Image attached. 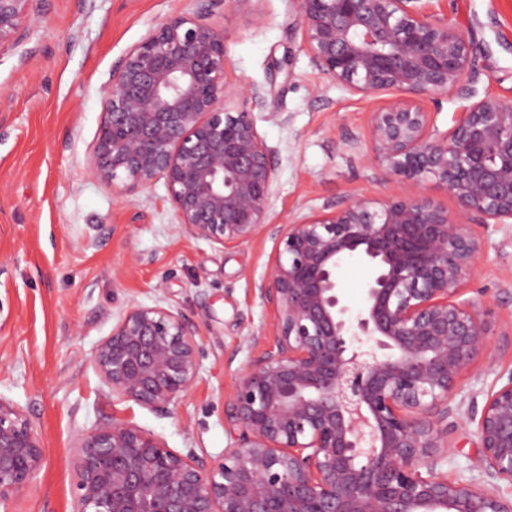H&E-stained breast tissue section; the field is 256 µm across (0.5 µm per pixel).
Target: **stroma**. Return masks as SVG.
<instances>
[{"label":"stroma","instance_id":"stroma-1","mask_svg":"<svg viewBox=\"0 0 512 512\" xmlns=\"http://www.w3.org/2000/svg\"><path fill=\"white\" fill-rule=\"evenodd\" d=\"M473 44L470 98L428 95L438 132L467 102L512 101V0H423ZM193 0H38L28 35L0 54V397L30 418L44 461L30 491L0 512H71L76 435L112 417L163 437L180 452L220 460L229 444L235 376L260 352L244 338L273 321L254 283L274 241L261 234L221 246L175 229L164 182L121 194L94 178L86 157L112 68L169 14ZM224 29L225 78L244 88L272 152L269 223L319 212L350 196L395 198L406 182L368 158L370 115L396 93L362 96L336 83L302 43L295 0H241L215 8ZM473 288L498 317L495 367L477 360L460 399L512 368V224L482 229ZM178 309L200 346L195 385L168 412L112 399L92 366L100 341L130 305ZM449 479L481 482L475 425L449 437Z\"/></svg>","mask_w":512,"mask_h":512}]
</instances>
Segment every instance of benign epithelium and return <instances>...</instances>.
Returning a JSON list of instances; mask_svg holds the SVG:
<instances>
[{
	"label": "benign epithelium",
	"instance_id": "1",
	"mask_svg": "<svg viewBox=\"0 0 512 512\" xmlns=\"http://www.w3.org/2000/svg\"><path fill=\"white\" fill-rule=\"evenodd\" d=\"M34 2L0 0V52L26 38ZM194 2L112 69L87 168L125 194L164 180L180 233L226 246L271 230L254 289L272 333L246 337L266 346L236 378L220 461L100 421L72 443L71 512H512V368L467 411L487 480L442 471L460 379L478 358L494 362V315L465 297L482 245L462 216L512 219V103L486 96L437 135L417 98L466 91L473 48L457 27L420 0H296L320 69L355 93L409 95L368 127L369 160L408 190L271 226L277 173L251 114L231 111L242 91L225 81L224 29L210 21L222 0ZM428 178L458 213L423 194ZM350 259L369 270L354 324L337 283ZM199 352L177 310L132 305L92 364L113 398L164 412L195 384ZM42 464L32 422L0 398V500L25 494Z\"/></svg>",
	"mask_w": 512,
	"mask_h": 512
}]
</instances>
